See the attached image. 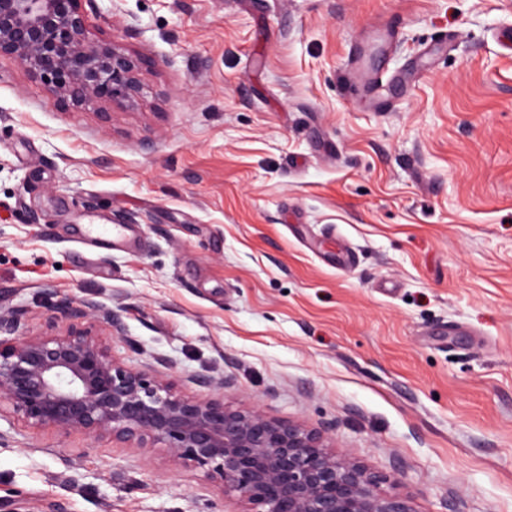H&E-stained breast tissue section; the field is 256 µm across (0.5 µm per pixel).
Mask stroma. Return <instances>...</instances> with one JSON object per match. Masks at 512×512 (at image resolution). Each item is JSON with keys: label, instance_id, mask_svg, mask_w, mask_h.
I'll return each mask as SVG.
<instances>
[{"label": "stroma", "instance_id": "stroma-1", "mask_svg": "<svg viewBox=\"0 0 512 512\" xmlns=\"http://www.w3.org/2000/svg\"><path fill=\"white\" fill-rule=\"evenodd\" d=\"M146 60L102 119L0 60V308L123 307L114 355L330 430L413 512H512V0H87ZM384 73L385 109L342 70ZM128 224L137 249L81 243ZM0 431V499L240 512L108 437Z\"/></svg>", "mask_w": 512, "mask_h": 512}]
</instances>
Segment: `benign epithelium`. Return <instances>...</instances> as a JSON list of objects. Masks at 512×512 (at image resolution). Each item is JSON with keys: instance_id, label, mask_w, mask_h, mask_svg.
<instances>
[{"instance_id": "benign-epithelium-1", "label": "benign epithelium", "mask_w": 512, "mask_h": 512, "mask_svg": "<svg viewBox=\"0 0 512 512\" xmlns=\"http://www.w3.org/2000/svg\"><path fill=\"white\" fill-rule=\"evenodd\" d=\"M85 0H0V59L19 63L54 100L126 107L142 88V62L90 35ZM37 330L25 313L0 311V412L28 428L110 436L147 456L163 449L177 469L203 472L244 512H413L409 497L382 496L355 458H336L329 434L274 419L260 407L227 406L224 377H192L187 396L168 379L172 363L137 367L113 355L122 309L61 297Z\"/></svg>"}]
</instances>
